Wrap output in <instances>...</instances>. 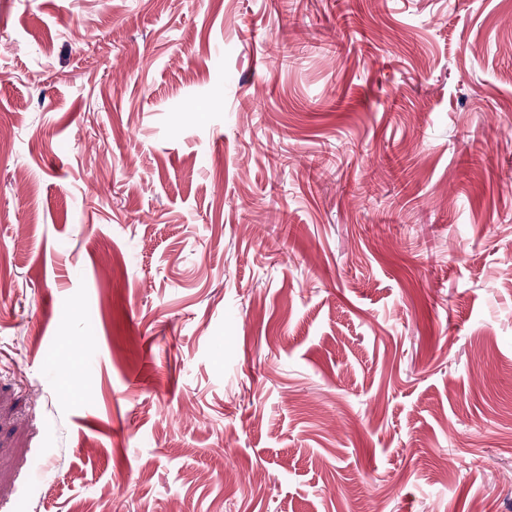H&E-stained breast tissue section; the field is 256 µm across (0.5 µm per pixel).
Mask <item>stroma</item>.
<instances>
[{"label": "stroma", "instance_id": "stroma-1", "mask_svg": "<svg viewBox=\"0 0 512 512\" xmlns=\"http://www.w3.org/2000/svg\"><path fill=\"white\" fill-rule=\"evenodd\" d=\"M87 501L512 512V0H0V512Z\"/></svg>", "mask_w": 512, "mask_h": 512}]
</instances>
